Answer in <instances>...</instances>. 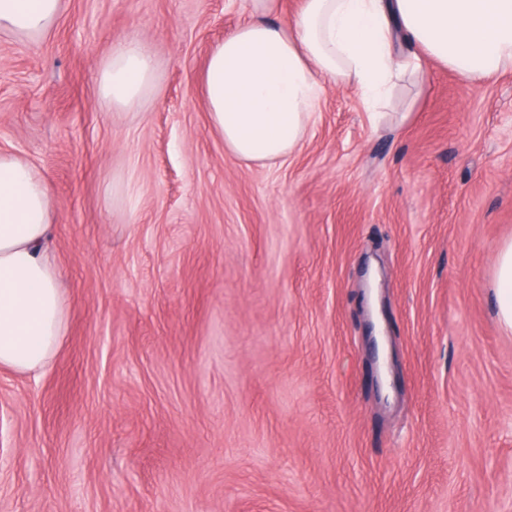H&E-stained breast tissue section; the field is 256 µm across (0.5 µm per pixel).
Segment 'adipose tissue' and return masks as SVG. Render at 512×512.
Wrapping results in <instances>:
<instances>
[{"label":"adipose tissue","mask_w":512,"mask_h":512,"mask_svg":"<svg viewBox=\"0 0 512 512\" xmlns=\"http://www.w3.org/2000/svg\"><path fill=\"white\" fill-rule=\"evenodd\" d=\"M277 0H252L253 17L211 51L204 95L224 148L240 161L288 158L304 140L325 81L356 84L374 105L422 58L479 85L512 69V0H301L294 30L271 23ZM62 0H0V31L28 40L54 25ZM412 46L409 56L399 42ZM156 62L144 46L113 49L100 94L129 108L153 88ZM54 212L42 175L24 158L0 153V366L40 370L65 334L66 299L48 255ZM500 324L512 331V241L493 269Z\"/></svg>","instance_id":"1"}]
</instances>
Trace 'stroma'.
Instances as JSON below:
<instances>
[{"mask_svg": "<svg viewBox=\"0 0 512 512\" xmlns=\"http://www.w3.org/2000/svg\"><path fill=\"white\" fill-rule=\"evenodd\" d=\"M249 3L62 0L0 33V152L47 183L67 295L51 363L0 369V512H512V70L425 61L376 116L327 86L248 165L203 73ZM129 42L157 79L117 114ZM156 62L144 46L130 42L112 50L100 77L102 102L110 108H129L154 87ZM493 281L498 320L512 331V241L503 244L496 254Z\"/></svg>", "mask_w": 512, "mask_h": 512, "instance_id": "1", "label": "stroma"}]
</instances>
